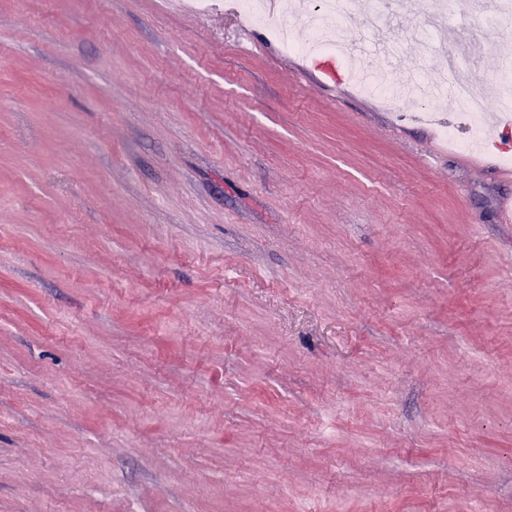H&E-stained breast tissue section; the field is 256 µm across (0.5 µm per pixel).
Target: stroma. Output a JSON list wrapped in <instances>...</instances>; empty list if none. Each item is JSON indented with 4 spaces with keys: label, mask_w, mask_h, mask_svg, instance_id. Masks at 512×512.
Wrapping results in <instances>:
<instances>
[{
    "label": "stroma",
    "mask_w": 512,
    "mask_h": 512,
    "mask_svg": "<svg viewBox=\"0 0 512 512\" xmlns=\"http://www.w3.org/2000/svg\"><path fill=\"white\" fill-rule=\"evenodd\" d=\"M386 4L484 78L496 0ZM238 0H0V512H512V181ZM241 9L243 14L248 17L252 23L258 26L269 27L267 15L261 10L257 0H241ZM297 21L293 13L282 15L274 27H269L273 35L285 46L296 48L293 41V31ZM288 33V34H287Z\"/></svg>",
    "instance_id": "1"
}]
</instances>
